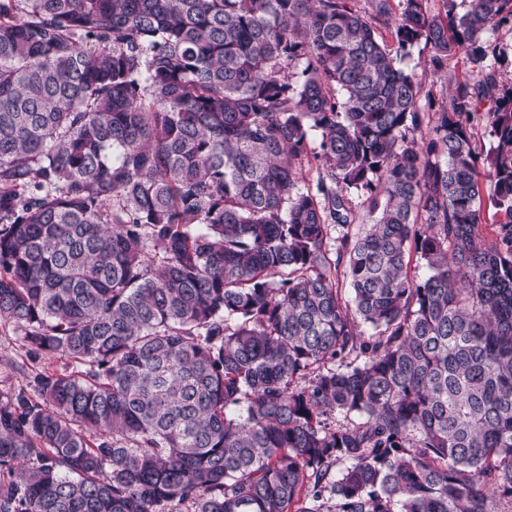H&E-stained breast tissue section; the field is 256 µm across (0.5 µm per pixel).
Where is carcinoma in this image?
Wrapping results in <instances>:
<instances>
[{
    "mask_svg": "<svg viewBox=\"0 0 512 512\" xmlns=\"http://www.w3.org/2000/svg\"><path fill=\"white\" fill-rule=\"evenodd\" d=\"M400 2L475 66L418 143L392 0H0V319L75 366L0 401V512H512V0ZM486 50L484 66L496 71L500 85L512 86V17L482 37Z\"/></svg>",
    "mask_w": 512,
    "mask_h": 512,
    "instance_id": "obj_1",
    "label": "carcinoma"
}]
</instances>
